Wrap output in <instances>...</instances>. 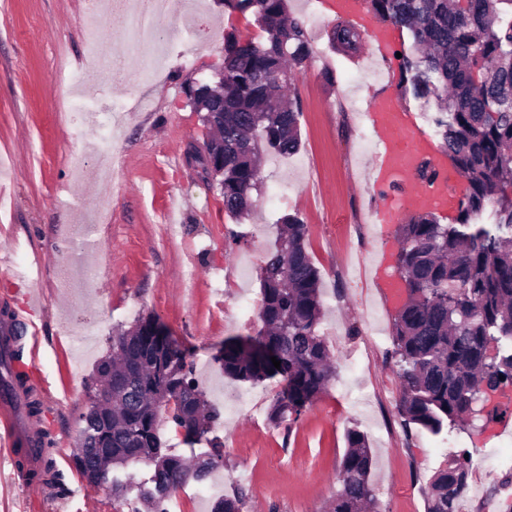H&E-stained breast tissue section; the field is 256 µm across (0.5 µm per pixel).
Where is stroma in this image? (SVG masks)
Returning <instances> with one entry per match:
<instances>
[{"label": "stroma", "instance_id": "1", "mask_svg": "<svg viewBox=\"0 0 512 512\" xmlns=\"http://www.w3.org/2000/svg\"><path fill=\"white\" fill-rule=\"evenodd\" d=\"M112 6L113 0H0V180L10 182V198L0 204V257L12 268L0 273V310L29 312L39 328L37 376L56 400L48 422L62 450L54 461L63 481L53 499L25 502L0 457V512H148L138 495L150 469L113 468L112 477L129 488L118 501L110 486H87L73 462L80 418L98 365L112 355L114 332L148 314L187 351L196 383L220 412L214 433L224 458L213 477L223 481L225 495L247 493L243 512H323L339 488L350 427L369 437L379 512H427L425 491L451 459L454 442L464 446L469 470L461 512H512L511 388L490 397L496 420L439 437L401 426L399 380L389 358L397 307L384 299L376 274L380 259L395 258L396 227L370 215L374 146L363 135L370 99L389 92L381 80L387 60L367 69L346 66L328 48L335 20L320 0H288L312 46L295 81L301 146L290 156L264 155L261 187H277L278 197L237 221L186 158L205 128L184 89L222 65L226 31L258 38L260 28L230 14L222 0H170L158 23L164 53L142 61L153 71L148 82L134 87L103 78L74 87L71 75L90 62L89 29L115 48L128 43ZM142 97L147 107H139ZM74 110L121 114L109 210L89 180L99 133L78 127ZM174 200L182 231L173 238L165 218ZM294 213L310 228L335 375L288 431L268 418L273 386L225 378L215 355L225 338L257 325V314L238 311L236 299L243 292L259 296L277 222ZM86 237L102 249L83 264L74 261L72 244ZM87 266L94 273L88 280ZM189 268L196 271L190 281ZM222 388L259 394L260 401L235 410L219 397Z\"/></svg>", "mask_w": 512, "mask_h": 512}]
</instances>
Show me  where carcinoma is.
Wrapping results in <instances>:
<instances>
[{
    "mask_svg": "<svg viewBox=\"0 0 512 512\" xmlns=\"http://www.w3.org/2000/svg\"><path fill=\"white\" fill-rule=\"evenodd\" d=\"M384 23L406 30L400 50V95L430 106L422 113L439 137L465 189L446 224L433 211L398 226L396 268L406 298L395 316L391 341L400 381L398 411L404 426L439 436L468 420L492 421L487 396L512 387V0H366ZM250 14L262 40L236 29L224 35V84L197 82L187 97L224 102L203 112L215 128L205 156L188 157L217 186L224 210L242 217L257 206L258 157L300 147L299 98L278 93L306 67L311 54L302 21L287 15V0H224ZM329 41L347 54L362 49L360 32L338 20ZM274 251L261 268V326L224 339L216 360L224 376L276 385L269 420L292 431L328 387L333 370L321 331L320 274L308 249V225L296 214L278 220ZM151 316L112 336V358L98 365L112 388L107 408L82 415L74 463L91 486L108 482V465L153 468L145 498L155 512L185 483L203 482L223 459L218 438L208 440L207 460L189 467L168 453L159 435L160 413L194 445L212 432L219 414L202 415L187 353ZM281 360L275 368L271 358ZM336 496L327 512H368L377 504L371 482L373 456L366 435L345 432ZM468 472L459 455L430 482L427 512H460ZM246 494L216 502L212 512H241Z\"/></svg>",
    "mask_w": 512,
    "mask_h": 512,
    "instance_id": "carcinoma-1",
    "label": "carcinoma"
}]
</instances>
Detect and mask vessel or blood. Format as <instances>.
<instances>
[{"label": "vessel or blood", "instance_id": "b4317fda", "mask_svg": "<svg viewBox=\"0 0 512 512\" xmlns=\"http://www.w3.org/2000/svg\"><path fill=\"white\" fill-rule=\"evenodd\" d=\"M329 13L353 25L365 37L367 50L351 56L350 64L365 65L369 60L386 56L391 43L389 31L375 25L364 7V0H323ZM366 131L375 146L370 177L376 194L390 197L391 202L382 220L402 222L410 214L436 209L453 213L462 198V176L448 164L447 156L432 138L417 125L416 113L401 108L393 98L370 103L364 114ZM429 163L436 172L432 182L417 178L421 163ZM28 323L20 314L5 315L0 332L24 343ZM50 401L45 387L34 380L0 392V452L11 464L10 476L21 481L30 491L48 498L54 486L32 477L37 456L21 458V447H35L43 440L41 422L28 418L24 404L29 395Z\"/></svg>", "mask_w": 512, "mask_h": 512}]
</instances>
